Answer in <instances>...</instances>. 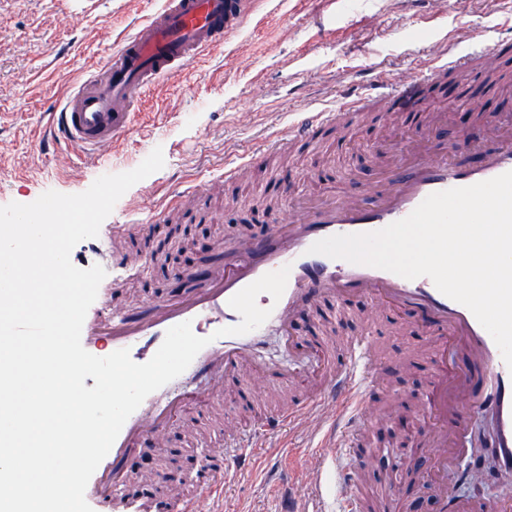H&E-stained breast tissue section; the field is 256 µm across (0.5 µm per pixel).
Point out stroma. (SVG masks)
Returning a JSON list of instances; mask_svg holds the SVG:
<instances>
[{
    "label": "stroma",
    "instance_id": "stroma-1",
    "mask_svg": "<svg viewBox=\"0 0 512 512\" xmlns=\"http://www.w3.org/2000/svg\"><path fill=\"white\" fill-rule=\"evenodd\" d=\"M158 0H102L99 8L71 13L61 0H0V206L30 203L46 191L78 194L101 175L135 169L154 148L165 165L133 185L105 219V226L129 224L128 236L144 245L147 233L164 237L166 225L148 230L152 208L166 194L181 203L193 199V186L222 179L225 164L242 160L222 199L208 207L210 220L191 228L181 265L209 255L228 227L251 221L264 211L263 224L278 222L284 199L277 191L291 178L302 193L307 178L326 174L332 183H369L381 162L374 150L403 129L439 151L473 122L494 124L499 113H512V62L500 64L480 88V112H453L449 91L438 89L418 123L378 103L341 121L337 131L311 145L291 142L268 152L264 139L286 133L300 112H318L346 94L367 91L375 81L421 71L444 52L468 49L489 37L512 33V0H255L252 19L230 35L223 47L198 63L160 79L142 103L133 130L96 165L57 150L45 134L46 114L58 97L91 66L106 60L117 40L146 19ZM263 224L252 223L256 235ZM374 308L350 305L346 313L327 308L324 325L300 319V333H315L322 345L338 352L368 327ZM383 340L385 387L372 391L369 407L382 415V428L393 429L386 411L391 403L414 409L426 385V355L408 333L387 326ZM237 404L224 395L194 431L176 425L170 434L185 463L201 450L223 447L238 427ZM488 430L479 427L473 454L458 470H477L473 482H455L463 497L512 495V477L500 474L486 451ZM293 450L294 487L306 492L320 473L329 498H342V486L322 449L308 435L285 432ZM270 449H258L252 466L234 474L218 504L223 512H277V491L266 478Z\"/></svg>",
    "mask_w": 512,
    "mask_h": 512
}]
</instances>
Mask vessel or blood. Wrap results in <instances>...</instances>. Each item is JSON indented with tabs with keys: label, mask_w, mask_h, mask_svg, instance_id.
Segmentation results:
<instances>
[{
	"label": "vessel or blood",
	"mask_w": 512,
	"mask_h": 512,
	"mask_svg": "<svg viewBox=\"0 0 512 512\" xmlns=\"http://www.w3.org/2000/svg\"><path fill=\"white\" fill-rule=\"evenodd\" d=\"M250 2L161 0L160 7L124 36L103 63L87 70L56 102L47 121L52 142L64 145L82 161L98 163L125 137L158 79L223 46L225 37L249 20ZM489 51L512 55V37L449 53L443 64L390 82L388 89L341 97L334 111L298 113L287 137H274L273 142L315 140L335 125L338 113L374 101L419 119L426 110L428 85L444 82L447 74L460 69H478L481 56ZM497 124L500 136L488 137L474 129L458 140V150L472 154V161H459L444 151L401 156L382 172L375 187L360 189L355 198L292 207L281 223L269 225L257 238L227 234L216 245L221 261L172 271L170 291L145 306L117 308L111 298L98 294L81 333L82 345L91 354H99V339L107 336L112 349H129L134 362H147L166 331L184 321L211 342L180 376L150 394L127 419L86 487L85 499L93 512H135L139 501L132 492L135 477L130 462L145 440L162 436L189 405L201 398L215 403L233 390L242 414H250L256 394L242 387V377L248 374L265 384L295 381L301 357L307 360L310 379L306 394L225 441L218 467L209 468L198 480L196 495L160 501L158 512H210L211 498L223 488L225 476L247 468L256 449L278 440L285 429L319 415L328 424L320 445L330 449L337 473L349 489L344 512H396L397 488L370 498L353 493L357 469L351 451L354 438L372 424L365 393L381 385L384 373L376 324L400 318L431 347L428 385L413 419L392 447L401 468L417 470L419 479L431 485L435 512H512L511 496L463 500L448 483L449 468L468 453L480 420L490 423V452L498 471L512 473V370L490 334L468 308L443 295L429 277L408 280L309 251L313 243L329 236L380 230L407 217L431 193L512 171V114L502 115ZM123 231L120 225L110 228L100 243L90 247L105 268L117 271L126 266L123 256L112 250L113 236ZM284 267L289 276L280 300L266 293L257 298L260 307L271 311L266 322L244 335L216 337V330L241 320L229 299L264 274ZM358 297L374 303L376 324L355 341V354L333 360L322 347L294 334L292 322L303 313L314 315L326 305L341 307ZM271 333L282 341L283 361L263 356L265 338ZM285 512H324L320 481H313L308 494L290 495Z\"/></svg>",
	"instance_id": "1"
}]
</instances>
